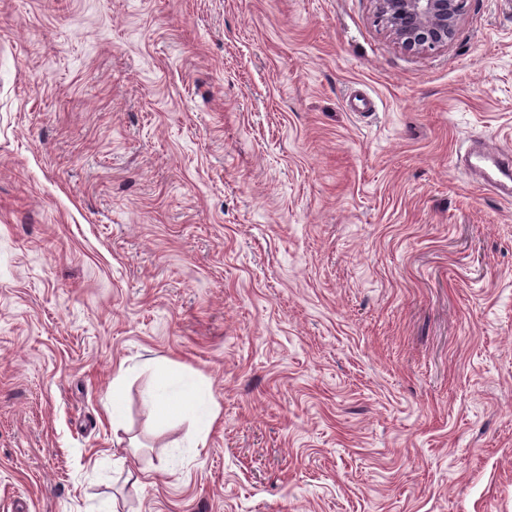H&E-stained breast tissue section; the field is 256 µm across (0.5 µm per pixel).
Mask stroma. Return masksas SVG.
Returning a JSON list of instances; mask_svg holds the SVG:
<instances>
[{
	"instance_id": "1",
	"label": "stroma",
	"mask_w": 512,
	"mask_h": 512,
	"mask_svg": "<svg viewBox=\"0 0 512 512\" xmlns=\"http://www.w3.org/2000/svg\"><path fill=\"white\" fill-rule=\"evenodd\" d=\"M473 140L512 150V0L431 55L371 0H0V512H512ZM125 372L124 367H119L118 375L112 381V405L108 410V417L112 421V427L116 429L121 426L124 416L120 380ZM147 405L161 421L188 414L195 424L192 448L204 445L218 417L205 383L186 370L164 372L148 395Z\"/></svg>"
}]
</instances>
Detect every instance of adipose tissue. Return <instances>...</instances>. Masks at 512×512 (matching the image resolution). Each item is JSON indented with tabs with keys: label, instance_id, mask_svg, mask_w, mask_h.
<instances>
[{
	"label": "adipose tissue",
	"instance_id": "ef3b65f1",
	"mask_svg": "<svg viewBox=\"0 0 512 512\" xmlns=\"http://www.w3.org/2000/svg\"><path fill=\"white\" fill-rule=\"evenodd\" d=\"M147 404L159 420L183 415L195 424L193 445L204 444L218 412L199 375L186 370L171 369L161 376L147 397Z\"/></svg>",
	"mask_w": 512,
	"mask_h": 512
}]
</instances>
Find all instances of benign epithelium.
Masks as SVG:
<instances>
[{
    "mask_svg": "<svg viewBox=\"0 0 512 512\" xmlns=\"http://www.w3.org/2000/svg\"><path fill=\"white\" fill-rule=\"evenodd\" d=\"M373 16L400 49L430 54L455 40L467 0H372Z\"/></svg>",
    "mask_w": 512,
    "mask_h": 512,
    "instance_id": "7a95c632",
    "label": "benign epithelium"
}]
</instances>
